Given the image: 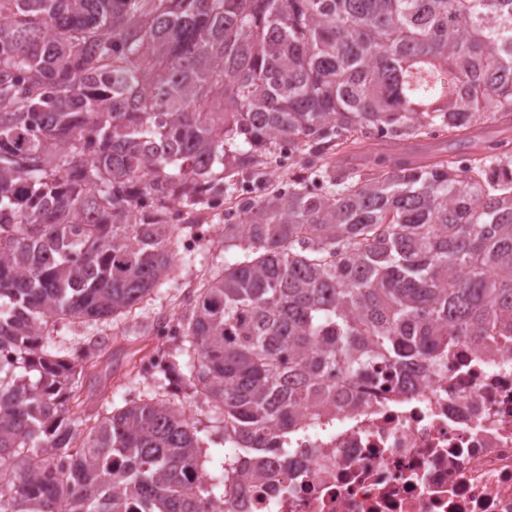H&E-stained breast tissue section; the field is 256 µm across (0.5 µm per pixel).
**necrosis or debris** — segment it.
<instances>
[{"label": "necrosis or debris", "mask_w": 512, "mask_h": 512, "mask_svg": "<svg viewBox=\"0 0 512 512\" xmlns=\"http://www.w3.org/2000/svg\"><path fill=\"white\" fill-rule=\"evenodd\" d=\"M288 445L265 479L227 453L237 491L212 512H512V340L452 344L408 387L375 366Z\"/></svg>", "instance_id": "4bbe7bcc"}]
</instances>
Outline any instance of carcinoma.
Masks as SVG:
<instances>
[{"instance_id": "1", "label": "carcinoma", "mask_w": 512, "mask_h": 512, "mask_svg": "<svg viewBox=\"0 0 512 512\" xmlns=\"http://www.w3.org/2000/svg\"><path fill=\"white\" fill-rule=\"evenodd\" d=\"M512 122V0H0V512H209L205 430L262 461L298 408L356 396L460 338L512 337V157L338 169L374 130ZM289 147L299 173L224 224L235 261L169 318L178 354L117 406L54 354L61 321L132 313L182 278L197 223ZM339 371L351 388L329 383ZM100 399L90 428L71 402ZM189 403H191L190 406ZM184 406L187 413L192 416V420L197 423L199 429L208 427V439H205V442L212 459L207 471L213 477L220 475L224 462L223 430L219 427L220 424L212 421L216 415L212 412L211 404H207L203 397L197 396L187 399L184 402ZM190 407L191 412H189Z\"/></svg>"}]
</instances>
